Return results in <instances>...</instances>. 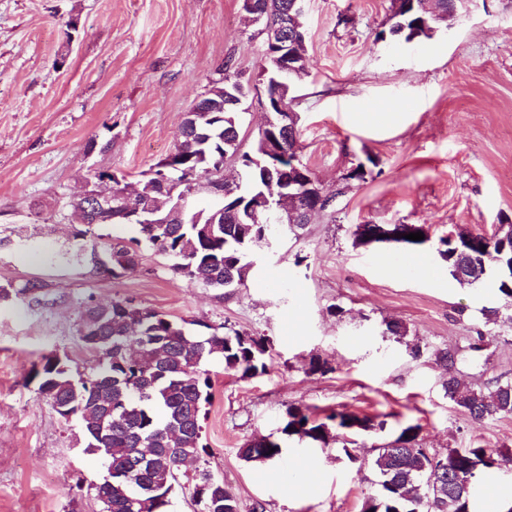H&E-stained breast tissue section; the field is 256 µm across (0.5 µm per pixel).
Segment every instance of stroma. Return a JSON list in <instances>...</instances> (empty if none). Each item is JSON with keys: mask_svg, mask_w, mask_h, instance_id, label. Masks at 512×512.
<instances>
[{"mask_svg": "<svg viewBox=\"0 0 512 512\" xmlns=\"http://www.w3.org/2000/svg\"><path fill=\"white\" fill-rule=\"evenodd\" d=\"M392 0H308L306 73L295 80L300 160L334 209L253 255L229 294L175 275L140 244L139 264L112 277L66 261L77 230L73 198L100 171L136 185L172 151L187 110L224 74L256 76L264 41L242 0H0V512H101L94 486L105 461L79 418L65 420L34 394L43 357L86 375L95 355L77 336L86 302L131 299L185 323L265 337L267 374L204 363L213 388L203 407L194 466L181 469L171 512H200L197 470L223 480L238 512H360L375 492L378 445L410 424L443 453L478 443L512 454V416L477 422L444 395L436 350L457 354V374L481 387L512 381V300L497 270L471 285L451 278L436 252L452 232L492 235L512 224V0H460L448 21L414 41L382 42ZM399 122L372 123V108ZM109 143L91 152L90 140ZM365 165V180L348 172ZM360 224H422L418 250L355 248ZM35 295H19L27 281ZM500 311L486 321L487 308ZM408 333L395 339L389 323ZM483 333L486 346L470 343ZM424 348L412 359V345ZM324 363L312 371V362ZM318 416L367 415L382 431L359 439L358 461L339 444L292 437L274 468L306 461L312 488L286 494L246 443L280 438L288 407Z\"/></svg>", "mask_w": 512, "mask_h": 512, "instance_id": "stroma-1", "label": "stroma"}]
</instances>
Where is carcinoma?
<instances>
[{"instance_id": "obj_1", "label": "carcinoma", "mask_w": 512, "mask_h": 512, "mask_svg": "<svg viewBox=\"0 0 512 512\" xmlns=\"http://www.w3.org/2000/svg\"><path fill=\"white\" fill-rule=\"evenodd\" d=\"M291 0H255L257 8L267 16L280 17ZM457 0H433V11L423 12L421 0L414 8L392 14L389 27L393 36H409L421 18L428 28L420 35L429 36L433 24L445 20L455 10ZM238 81L224 76L207 91L206 101L214 107L224 128V139L214 141L202 154L197 150V132L203 120L185 119L173 152L191 159L200 174L207 173L213 158L233 155L240 147L239 107L224 104L225 90ZM243 209L266 198H277V184L265 177L263 169L244 175V184L233 186ZM88 198L79 200L74 211L81 212L83 228L78 230L69 251L78 257L88 250L87 237L93 223H102L87 213ZM212 211L195 212V224H136L137 236L130 242L112 244V276L119 277L135 268L139 254L135 246L146 241L160 253L179 255L173 271L190 282L209 288H233L244 282L250 265L246 255L256 224L237 223L236 214L224 209V223L210 224ZM460 252L448 249V240L439 239L441 254L447 262L448 274L459 284H473L482 279L487 268L495 266L501 276L498 291L512 299V241L503 246L491 237L461 231ZM78 336L83 344L101 358L100 371L86 378H74L68 366L56 357L46 358L36 373V394L60 416L73 412L80 416L90 439L89 447L112 449V470L120 472L142 450L150 449L141 479L150 492L132 505L120 488H96L103 512H169L177 483V460L199 458L206 451L201 444L203 404L208 402L210 377L200 365L214 355L224 362L226 370H240L245 376L265 374L268 341L239 330L208 335H190L184 326L167 315L141 307L131 300L114 301L110 305L88 303L81 314ZM443 390L454 407L476 421L512 415V382L499 380L484 390H475L458 377L450 375ZM356 435L383 428L366 415L333 412L325 420L314 417L308 409L291 406L286 410L282 434L296 436L321 448L333 440L332 429ZM420 425L403 428L396 438L400 446L382 447L374 465L379 474L378 490L368 495L376 512H471L473 497L466 485L476 486L477 472L470 466L483 462L485 456L498 463L511 464L512 455L483 446L450 448L444 455L426 454L419 448ZM283 453L282 441L273 447L250 441L240 450L246 462L265 463ZM196 486V503L201 512H238L237 500L224 483L210 479L200 470Z\"/></svg>"}]
</instances>
